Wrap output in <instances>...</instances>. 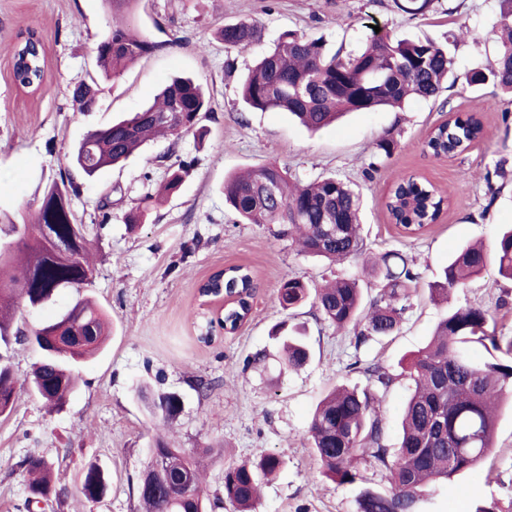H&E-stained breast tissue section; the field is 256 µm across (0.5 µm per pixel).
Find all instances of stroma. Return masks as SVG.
<instances>
[{
    "label": "stroma",
    "instance_id": "obj_1",
    "mask_svg": "<svg viewBox=\"0 0 512 512\" xmlns=\"http://www.w3.org/2000/svg\"><path fill=\"white\" fill-rule=\"evenodd\" d=\"M498 0H434L412 17L394 0H138L127 19L151 39H177L165 53L141 58L118 79L101 81L94 48L112 25L102 0H0V213L34 212L44 189L69 165V154L93 128L137 112L173 76L187 75L209 91L204 140L161 138L123 166L83 182L72 199L77 223L91 242L93 277L61 290L46 306L19 307L13 325L24 334L54 321L89 298L109 316L112 333L101 353L81 365L79 382L64 407L48 409L29 384L41 359L26 341L7 354L19 380L17 400L0 416V512H140L137 487L155 437L169 434L175 447L202 448L207 512H233L224 500V469L264 453L283 465L264 483L256 512H357L359 489L323 478L307 429L319 400L335 386L368 387L361 366L376 364L392 378L376 389L385 444H398L402 409L412 383L409 359L428 341L449 306L488 307L512 336V282L487 269L449 302L434 300L449 257L462 245L492 246L501 225L512 224V98L493 85L459 83L437 98L404 111L352 112L336 125L312 132L280 111L248 109L239 81L282 31L321 37L346 50L360 47L380 27L393 39L442 43L459 30L468 35L449 51L458 71L485 68L494 59ZM244 18L256 20L261 39L253 49H225L218 31ZM36 30L46 50V84L37 93L19 89L9 52L19 32ZM98 89V103L77 111L72 91ZM491 103L482 114L484 135L461 156L438 160L425 150L430 130L451 116ZM398 143L377 163L375 143ZM191 163L178 193L160 202L145 223L129 227L128 211L155 193L169 166ZM273 163L307 181L333 175L357 185L363 197V251L336 264L302 253L278 224H241L224 198V180L235 172ZM422 177L448 205L420 235L406 236L391 220L386 196L396 175ZM398 254L417 278L410 308L398 331L357 344L353 330L337 331L313 302L283 309L281 283L296 277L309 285L357 278L364 302L383 279L367 262ZM229 265L252 270L258 284L252 313L236 332L199 341L203 299L198 289ZM300 326L311 357L288 370L275 332ZM177 394L180 413L159 425L138 391ZM37 453L53 464L59 497L29 504L20 466ZM101 468L109 479L96 504L80 492L83 470ZM512 512V410L497 422L495 448L475 471L424 492L416 512H476L482 506Z\"/></svg>",
    "mask_w": 512,
    "mask_h": 512
}]
</instances>
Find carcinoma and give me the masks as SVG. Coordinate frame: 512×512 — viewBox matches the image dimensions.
I'll return each mask as SVG.
<instances>
[{"label": "carcinoma", "instance_id": "cac0c4a2", "mask_svg": "<svg viewBox=\"0 0 512 512\" xmlns=\"http://www.w3.org/2000/svg\"><path fill=\"white\" fill-rule=\"evenodd\" d=\"M134 2L106 0L112 10V28L98 43L95 60L107 79H115L129 64L175 44L172 39L151 40L123 21L121 14ZM496 27L500 37L494 62L485 71L463 74L455 72L447 48L430 40L395 41L387 33L375 32L363 48L352 53L341 47L332 50L322 38L286 30L248 72L242 83V101L254 111L288 112L306 127L320 130L347 112L401 109L413 100L435 98L445 84L460 80L470 86L489 82L512 95V0H500ZM218 38L227 49L247 50L258 42L259 31L253 21L242 19L225 25ZM10 52L18 86L38 91L45 61L37 34H20ZM73 99L83 111L96 103L95 92L87 84L73 90ZM209 111L202 84L175 77L153 103L132 116L89 130L73 150L70 164L92 178L161 136L179 139L193 133L202 140L207 130L199 125L200 113ZM480 132L476 116L456 118L431 131L427 148L454 157L466 151ZM185 174L181 164L170 168L161 193L175 194ZM269 183L277 184L276 194L266 192ZM78 193L79 185L67 170L44 189L31 219L18 222L7 216L0 220V343L6 346L18 303L42 307L61 289L81 285L93 274L89 240L71 208V197ZM224 197L246 224L288 225V235L309 255L334 264L362 252L360 195L335 176L293 183L277 166L263 165L228 176ZM154 201L152 195L144 197L128 215V223H142ZM443 205L444 197L430 183L399 174L386 207L405 233L415 235L437 219ZM329 224L340 225L339 237L325 238L324 228ZM489 266L512 281V226L502 229L490 251L476 244L462 246L448 260L443 281L432 289V296H448ZM416 278L405 264L394 271L386 269V283L367 309L357 279L345 277L315 289L290 278L279 289V301L289 310L312 299L336 330L352 326L357 330L356 342L364 343L399 329L410 307L409 283ZM203 287L212 289L215 297L223 293L233 298L224 310V321L234 328L248 316V299L257 283L248 268L230 266L224 276L212 277ZM107 335L105 313L89 300L76 302L34 331L32 338L48 351L32 372V389L48 405H63L76 388L75 368L98 354ZM467 342L512 358V336L497 330L489 309L466 303L448 310L428 344L407 364L413 390L394 450L385 446V431L371 390L337 387L317 404L308 425L311 447L323 477L338 485L359 487L357 512H415L425 488L478 467L491 453L497 408L505 400L512 404V363H475L460 349ZM309 358L303 336L288 337L286 368L298 370ZM16 392L9 357L0 353V415L11 412ZM139 398L153 417L164 422L179 414L180 401L173 393L156 394L144 387ZM152 447L166 471L180 473L190 485L189 492L179 493L170 512H206L195 453L173 447L161 435ZM368 459L385 469L389 491L380 492L369 484L362 470ZM281 466L278 456L264 454L256 461L226 467L224 499L236 512H255L263 481ZM52 467L35 453L22 460L30 495L42 499L57 495ZM107 489L108 478L99 467L92 465L83 472L81 494L87 502H96ZM138 498L143 512H161V496L155 491H140Z\"/></svg>", "mask_w": 512, "mask_h": 512}]
</instances>
